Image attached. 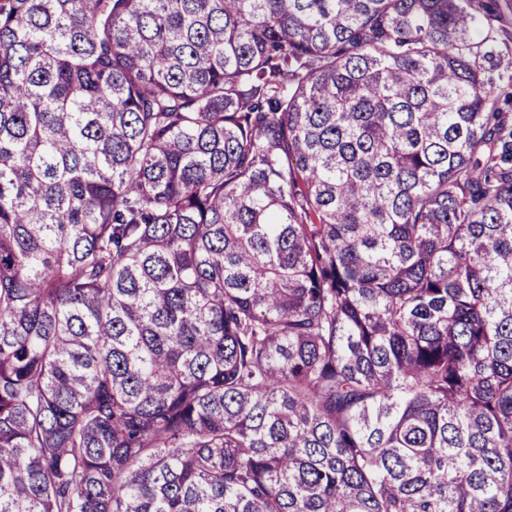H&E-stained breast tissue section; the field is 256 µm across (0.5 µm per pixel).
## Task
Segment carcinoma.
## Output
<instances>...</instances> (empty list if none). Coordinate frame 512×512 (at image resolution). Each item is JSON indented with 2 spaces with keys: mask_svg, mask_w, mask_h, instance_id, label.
<instances>
[{
  "mask_svg": "<svg viewBox=\"0 0 512 512\" xmlns=\"http://www.w3.org/2000/svg\"><path fill=\"white\" fill-rule=\"evenodd\" d=\"M0 512H512V0H0Z\"/></svg>",
  "mask_w": 512,
  "mask_h": 512,
  "instance_id": "cac0c4a2",
  "label": "carcinoma"
}]
</instances>
